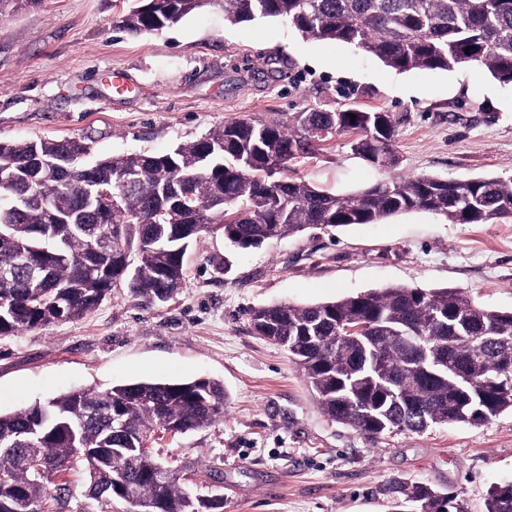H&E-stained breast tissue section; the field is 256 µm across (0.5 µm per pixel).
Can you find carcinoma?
I'll return each instance as SVG.
<instances>
[{
  "mask_svg": "<svg viewBox=\"0 0 512 512\" xmlns=\"http://www.w3.org/2000/svg\"><path fill=\"white\" fill-rule=\"evenodd\" d=\"M218 2L232 24L281 18L301 36L340 42L398 71L477 64L512 83V0H137L117 27L159 31ZM356 115L350 120V115ZM396 120L346 107L300 112L294 124L226 121L164 154L92 157L81 139L0 142V336L83 318L127 284L165 303L185 282L202 232L239 249L310 228L378 224L427 211L450 224L512 219V177L455 181L392 176L348 195L297 176L315 144L350 137L353 154L395 168ZM137 255L131 261V254ZM253 332L282 347L324 413L371 440L434 426L480 425L512 413V312L458 289L391 286L334 301L250 312ZM224 384L135 380L77 388L0 413V512H224L192 492L146 441L206 428L224 414ZM84 474L80 498L70 477ZM407 512H464L423 482ZM487 512H512V482Z\"/></svg>",
  "mask_w": 512,
  "mask_h": 512,
  "instance_id": "obj_1",
  "label": "carcinoma"
}]
</instances>
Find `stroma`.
<instances>
[{
    "mask_svg": "<svg viewBox=\"0 0 512 512\" xmlns=\"http://www.w3.org/2000/svg\"><path fill=\"white\" fill-rule=\"evenodd\" d=\"M132 0H41L0 19V142L82 138L95 155L165 153L224 121L288 125L347 103L396 119L397 170L319 143L298 175L338 194L391 173L512 177V83L480 67H386L354 47L303 38L286 20L233 25L207 6L156 32L115 26ZM132 93L111 91L114 73ZM166 303L114 289L82 319L0 336V412L72 387L209 377L228 394L209 427L164 439L162 460L224 512H391L424 481L486 512L512 482V414L373 441L332 421L287 352L256 336L251 309L309 305L397 285L456 288L512 310V220L451 224L413 211L379 224L311 229L242 250L194 240Z\"/></svg>",
    "mask_w": 512,
    "mask_h": 512,
    "instance_id": "1",
    "label": "stroma"
}]
</instances>
